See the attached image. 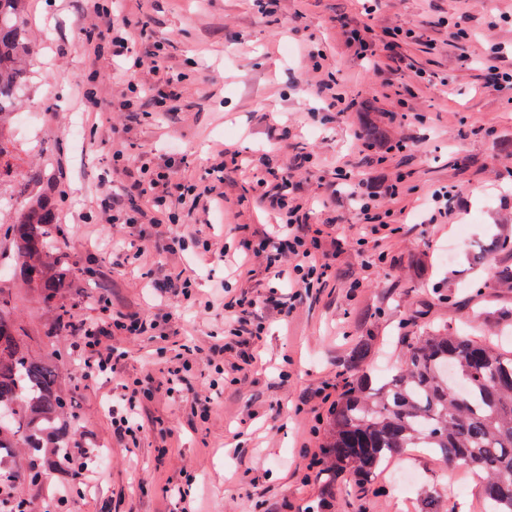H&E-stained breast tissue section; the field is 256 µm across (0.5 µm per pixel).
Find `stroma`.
Wrapping results in <instances>:
<instances>
[{
    "instance_id": "obj_1",
    "label": "stroma",
    "mask_w": 512,
    "mask_h": 512,
    "mask_svg": "<svg viewBox=\"0 0 512 512\" xmlns=\"http://www.w3.org/2000/svg\"><path fill=\"white\" fill-rule=\"evenodd\" d=\"M29 38L34 50L12 117L0 129V154L10 175L0 196L13 209L0 213V262L14 251L9 227L30 199L48 200L58 239L70 265L80 271L63 299L73 320L103 316L98 292L113 311L150 308L148 270L164 268L195 280L198 305L171 304L168 336L131 339L117 334L127 351L121 379L152 372L163 378L164 354L175 346L223 334L221 308H206L223 287L262 296L288 294L287 281L270 282L262 267L238 275L240 226L261 230L277 224L276 213L255 207L247 169L224 172V211L198 223V236L223 246V253L191 247L169 255L151 253L117 265L113 253L133 228L107 224L100 204L110 189L111 129L128 123L125 149L136 157L176 155V181H208L216 150L234 145L242 155L267 157L283 168L286 153L266 138L274 124L288 130V143L314 156L297 173L295 193L310 210V225L328 227L337 258L324 288L295 302L288 316L269 314L254 344L255 360L245 377L225 381L211 419L192 423L194 391L207 388L199 369L191 391H159L143 413L162 418L167 436L148 433L138 448H122L112 436L104 406L120 394V381L85 383L72 337L51 336L55 309L22 276L5 275L14 316L34 352L58 362L64 392L75 401L73 424L89 447L99 449L102 483L72 500L71 512H174L169 488L190 482L194 512H419L423 489L456 488L459 512H485L480 478L455 472L426 450L406 455L416 475L402 486L396 466L380 469L367 487L340 477L326 489L310 466L323 440L322 417L351 372L352 352L366 342L362 364L375 378L393 375L408 341L429 326H445L477 338L497 335L512 350V285L499 273L512 267V251L492 250L494 238L512 239V90L484 89L476 66L491 45H512V0H382L367 15L360 0H280L275 15H261L252 0H124L132 51L155 42L167 45L188 78L169 111L127 116L112 104L116 70L108 48V21L90 0H29ZM465 17L473 36L457 43L441 18ZM367 24L382 35L412 28L417 39L399 45L403 65L382 60L370 68L348 47L344 22ZM324 52L322 71L333 74L357 106L341 112L313 97L315 74L307 52ZM427 79H420L419 71ZM100 107H88L90 72ZM374 124L385 140L407 139L415 149L378 158L359 147L358 133ZM355 179L405 175L400 198L386 201L400 227L379 240L353 218L346 193H333L337 168ZM456 187L449 218L422 222L418 210L431 192ZM454 251L453 261L444 253Z\"/></svg>"
}]
</instances>
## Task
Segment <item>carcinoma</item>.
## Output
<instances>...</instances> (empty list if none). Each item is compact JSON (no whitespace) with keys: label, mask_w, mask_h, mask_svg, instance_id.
I'll return each mask as SVG.
<instances>
[{"label":"carcinoma","mask_w":512,"mask_h":512,"mask_svg":"<svg viewBox=\"0 0 512 512\" xmlns=\"http://www.w3.org/2000/svg\"><path fill=\"white\" fill-rule=\"evenodd\" d=\"M30 52L25 0H0V125L15 111ZM11 236L16 269L58 309L51 333L67 332L58 298L75 272L58 243L54 210L36 202ZM12 310L0 287V512L15 509L9 492L19 478L8 462L22 453L39 460L43 449L56 448L46 461L57 467L75 447L58 365L31 353ZM327 426L320 473L328 489L346 472L368 483L386 459L426 448L482 478L487 512H512V490L498 482L512 478V351L446 330L416 336L394 375L375 384L362 373L345 383Z\"/></svg>","instance_id":"obj_1"}]
</instances>
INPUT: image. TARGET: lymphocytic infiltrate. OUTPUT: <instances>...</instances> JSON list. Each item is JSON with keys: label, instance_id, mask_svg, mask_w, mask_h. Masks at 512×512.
<instances>
[{"label": "lymphocytic infiltrate", "instance_id": "1", "mask_svg": "<svg viewBox=\"0 0 512 512\" xmlns=\"http://www.w3.org/2000/svg\"><path fill=\"white\" fill-rule=\"evenodd\" d=\"M112 60L126 68L128 75L119 79L125 93L120 107L135 112L146 106L163 108L167 100L179 98L185 73L172 66L164 44H155L152 51L141 56L129 51L127 27L111 29ZM124 131L113 128L112 170L125 174L126 183L103 199L101 207L109 224H139L143 230L137 239L129 241L120 250L123 262L142 260L149 244L160 245L162 251L175 254L186 250L196 232L192 221L196 215L210 214L214 205L223 203V194L217 193V184L223 183L226 168H255L254 159L241 156L239 151L224 149L218 163L210 167L211 181L207 184L175 183V158H136L121 147ZM337 178L349 187L358 223L369 225L372 234L392 235L394 229L389 214L381 208L383 197L397 198L403 188V177H396L388 185L372 187L352 182L346 170H338ZM254 198L259 207L278 214L277 227L258 234L255 244L244 245L241 252L247 260H256L267 274L277 280H287L293 287L291 300H300L302 292L312 291L323 284L336 256L325 250L322 230H308L309 213L293 192L288 172L273 177L258 176L254 180ZM143 198V205H135L133 197ZM289 300L277 295L253 298L242 294L221 300L227 332L222 342L209 347L186 345L180 348L167 369L169 392H179L191 384L196 363L206 362L217 374L244 373L252 362L242 353L258 340L265 331L263 321L256 319V310L285 315ZM170 317L164 308L148 314L140 311L116 313L111 323L81 322L73 327V348L80 362L81 377L94 382L112 378L120 373L125 355L110 342L112 331L136 338L164 336V327ZM123 395L119 403L108 406L112 431L123 446L139 444L146 432L143 422L144 404L153 400L159 385L152 375H145L122 384Z\"/></svg>", "mask_w": 512, "mask_h": 512}]
</instances>
